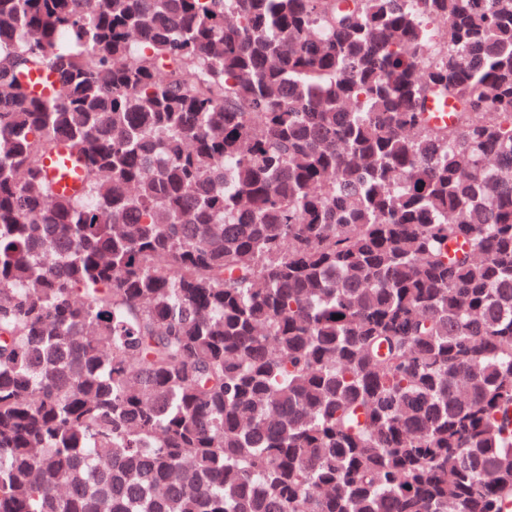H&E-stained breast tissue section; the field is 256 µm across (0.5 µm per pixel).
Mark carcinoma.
Returning <instances> with one entry per match:
<instances>
[{"label":"carcinoma","instance_id":"carcinoma-1","mask_svg":"<svg viewBox=\"0 0 512 512\" xmlns=\"http://www.w3.org/2000/svg\"><path fill=\"white\" fill-rule=\"evenodd\" d=\"M508 504L512 0H0V512ZM45 170L55 192L72 195L82 190L86 170L77 154L66 144L45 160Z\"/></svg>","mask_w":512,"mask_h":512}]
</instances>
